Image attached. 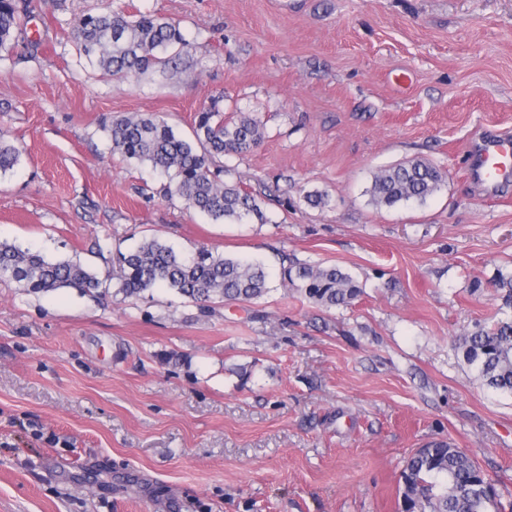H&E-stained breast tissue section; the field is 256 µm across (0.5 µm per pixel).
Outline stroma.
<instances>
[{"mask_svg": "<svg viewBox=\"0 0 512 512\" xmlns=\"http://www.w3.org/2000/svg\"><path fill=\"white\" fill-rule=\"evenodd\" d=\"M33 2L0 49V132L21 151L0 176V241L105 290L0 282V512H401L406 460L434 440L512 504V397L455 347L512 315V187L490 194L466 167L484 136L512 134V0ZM119 9L178 23L187 51L144 74L91 69L75 25ZM215 99L264 126L224 164L266 222L164 197L101 128L154 113L189 140ZM416 159L441 190L374 207V174ZM153 236L262 262L269 291L117 294L113 256ZM285 255L341 267L360 296L307 300Z\"/></svg>", "mask_w": 512, "mask_h": 512, "instance_id": "stroma-1", "label": "stroma"}]
</instances>
